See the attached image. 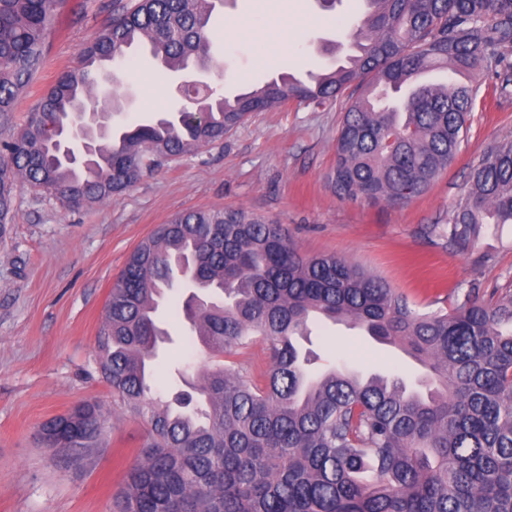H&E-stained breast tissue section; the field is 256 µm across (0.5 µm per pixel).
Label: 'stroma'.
<instances>
[{"instance_id":"stroma-1","label":"stroma","mask_w":512,"mask_h":512,"mask_svg":"<svg viewBox=\"0 0 512 512\" xmlns=\"http://www.w3.org/2000/svg\"><path fill=\"white\" fill-rule=\"evenodd\" d=\"M124 2L63 0L45 34L43 64L11 122L0 125V139L24 128L57 75ZM364 11V0H337L331 10L320 0H229L212 17L214 96L281 73L324 70L328 49L348 45ZM472 81L479 100L455 160L426 192L399 205L344 201L328 187L340 101H289L253 113L222 140L161 160L122 194L78 210L17 183L13 221L0 234V512H114L144 427L128 417L111 421L104 448L80 468L40 448L36 429L83 400L111 407L96 354L104 306L134 248L176 213L244 209L269 217L287 225L301 255L333 254L360 265L423 312L450 309L473 287L486 295L512 290V224L484 230L468 250L449 246L438 231L468 189L472 165L512 136V93H493L485 70ZM106 86L117 97L135 94L132 107L113 117L125 128L185 103L170 73L134 52ZM182 297L175 291L162 311L170 338L156 368L165 394L176 390L178 368L204 366L188 327L172 313ZM310 329L302 347L313 352L316 367L344 360L367 373L396 370L412 387L424 374L399 349L346 324L323 321Z\"/></svg>"}]
</instances>
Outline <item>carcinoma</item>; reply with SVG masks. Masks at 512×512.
I'll return each instance as SVG.
<instances>
[{
	"instance_id": "cac0c4a2",
	"label": "carcinoma",
	"mask_w": 512,
	"mask_h": 512,
	"mask_svg": "<svg viewBox=\"0 0 512 512\" xmlns=\"http://www.w3.org/2000/svg\"><path fill=\"white\" fill-rule=\"evenodd\" d=\"M344 59L297 81L291 74L202 102L197 120L160 118L132 129L86 126L91 153L67 162L71 124L115 102L97 95L98 65L141 47L172 72L212 61L216 0H129L79 51L27 125L0 141V227L22 179L79 209L134 185L158 158L224 138L254 112L348 95L328 183L341 200L404 203L450 165L479 86L420 85L431 69L484 67L512 87V0H365ZM57 0H0V120L40 68ZM484 224H512V137L472 167L441 232L462 250ZM191 281L183 318L212 358L260 343L269 368L216 364L168 400L150 363L167 332L166 292ZM343 321L395 345L427 375L426 391L397 374L346 364L312 375L294 337L312 318ZM112 411L85 401L39 426L41 445L78 465L111 415L141 422L119 512H512V292L487 302L472 288L452 309L423 313L381 277L334 254L304 257L288 228L243 209L180 212L142 241L113 283L97 335Z\"/></svg>"
}]
</instances>
